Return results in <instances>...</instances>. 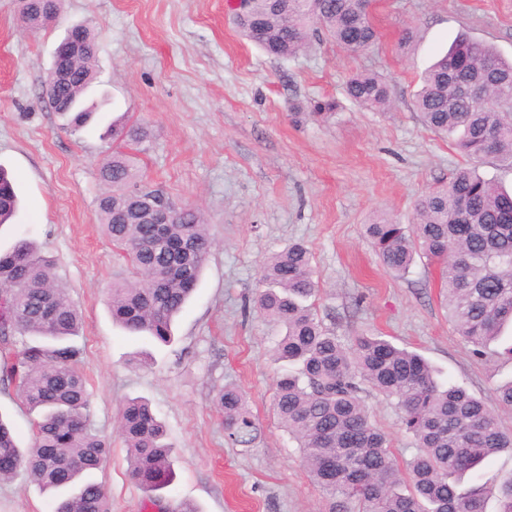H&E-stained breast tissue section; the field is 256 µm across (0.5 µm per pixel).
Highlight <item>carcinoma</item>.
Returning a JSON list of instances; mask_svg holds the SVG:
<instances>
[{
    "instance_id": "obj_1",
    "label": "carcinoma",
    "mask_w": 512,
    "mask_h": 512,
    "mask_svg": "<svg viewBox=\"0 0 512 512\" xmlns=\"http://www.w3.org/2000/svg\"><path fill=\"white\" fill-rule=\"evenodd\" d=\"M232 22L274 58L297 55L316 30L353 53L379 41L364 0H284L278 11L270 10L269 0H245L243 9H232ZM85 33L78 77L63 90L73 106L66 128L73 131L91 118L81 104L94 80L97 44L90 29ZM472 83L484 89L479 102L462 94ZM345 96L368 110L393 103L389 84L376 72L353 74ZM414 106L428 129L456 139L471 166L419 196L412 224L380 213L364 233L400 277L417 256L438 269L449 319L473 356L484 359L489 345L512 327V192L480 175L477 165L492 159L512 168V61L487 42L462 35L421 75ZM338 108L333 99L319 100L310 116L329 118ZM149 136L142 125L112 128V139L128 144ZM99 174L106 186L97 200L100 224L131 269V276L109 288L112 320L129 334L170 346L174 317L197 288L213 244L210 224L197 209L184 210L169 224L155 223L153 201L162 189L139 180L124 152L107 155ZM17 208L13 183L0 168V226ZM262 283L256 309L284 329L274 345L283 368L273 408L297 441L325 512H486L482 465L512 452V432L501 428L492 406L462 386L441 382L417 353L379 336L347 340L324 327L310 302L318 282L304 245L268 257ZM81 329L53 262L34 242L21 238L0 253V342L18 348L14 362L0 365V384L15 386L36 414L25 448L0 414V456L16 458L17 471L41 490L60 493L53 512H108L104 486L85 479L101 468L108 446L91 424L87 382L77 369L82 350L72 338ZM365 386L394 401L414 440L417 452L403 466L361 396ZM215 402L227 437L252 444L257 428L243 393L226 385ZM119 428L131 478L159 502L157 492L171 485L174 474L163 424L146 402L131 399ZM497 501V512H512V476L497 487Z\"/></svg>"
}]
</instances>
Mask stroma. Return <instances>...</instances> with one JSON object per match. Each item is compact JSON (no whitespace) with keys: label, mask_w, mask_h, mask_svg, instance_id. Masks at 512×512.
<instances>
[{"label":"stroma","mask_w":512,"mask_h":512,"mask_svg":"<svg viewBox=\"0 0 512 512\" xmlns=\"http://www.w3.org/2000/svg\"><path fill=\"white\" fill-rule=\"evenodd\" d=\"M233 2L62 0L55 23L34 27L20 0H0V165L20 198L0 227V251L35 240L82 314L76 343L90 417L110 446L92 477L107 489L109 512H174L184 500L200 512H324L273 410L282 330L253 311L263 260L294 242L312 254L316 312L337 335H375L418 352L443 379L489 400L512 378L503 355L512 340L496 343L495 358L473 357L448 320L437 271L419 262L396 277L364 236L379 210L412 223L416 199L465 165L452 139L422 125L413 95L420 73L459 34L511 59L512 0H380L374 48L352 53L324 36L288 59L238 36ZM78 23L98 47L85 100L99 110L72 132L42 85L56 45ZM408 26L417 37L406 52L398 40ZM364 70L387 78L391 110L347 100V79ZM320 98L341 103L329 120L306 114ZM119 118L152 132L134 155L139 174L177 206L201 209L217 241L167 347L124 333L107 304L113 279L129 274L97 214L99 167L113 147L104 132ZM227 384L245 394L256 421L251 445L224 436L214 395ZM136 397L163 421L174 449L175 478L157 507L130 478L118 430L123 403ZM365 400L399 461L410 460L413 441L394 406L373 392ZM52 510L25 475L0 482V512Z\"/></svg>","instance_id":"35a3bbf8"}]
</instances>
